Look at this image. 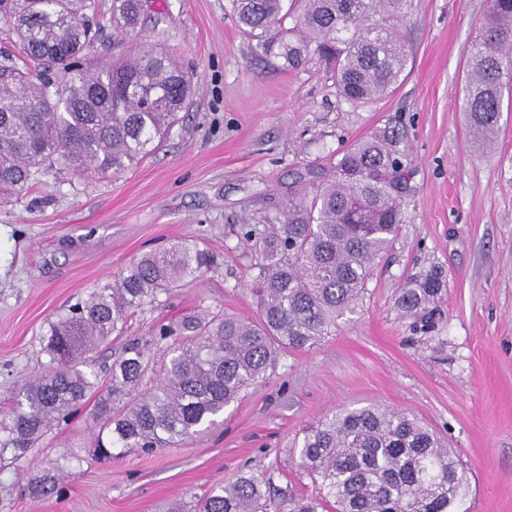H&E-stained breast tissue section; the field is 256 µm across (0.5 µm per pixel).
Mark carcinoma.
I'll return each mask as SVG.
<instances>
[{
  "instance_id": "1",
  "label": "carcinoma",
  "mask_w": 512,
  "mask_h": 512,
  "mask_svg": "<svg viewBox=\"0 0 512 512\" xmlns=\"http://www.w3.org/2000/svg\"><path fill=\"white\" fill-rule=\"evenodd\" d=\"M261 59L292 71L312 55L332 63L336 95L372 103L397 83L409 56L415 0H230ZM142 0H112L110 22L135 29ZM98 0H0V22L21 56L0 61V202L46 168L120 173L157 148L191 96L186 72L169 55L143 47L89 68L83 51L102 24ZM294 25L285 27L288 18ZM512 79V0H489L470 47L464 87L473 131L493 135ZM413 174L407 131L388 122L326 167L310 168L313 194L291 191L278 224L260 236L253 293L258 319L202 313L126 344L112 363L100 409H123L96 434L97 456L153 452L202 438L241 393L263 381L285 351H301L336 331L362 303L377 259L402 223ZM207 257L181 240L133 258L111 282L48 323L40 377L18 384L0 411V471L19 470L28 449L68 421L98 391L96 350L123 334L129 318L172 287L203 275ZM437 276L410 283L400 312L428 330ZM430 428L370 405L330 411L294 441L297 470L317 495L278 492L274 512H458L465 471ZM60 474L27 479L30 493L61 490ZM269 479L242 472L212 489L198 512H267Z\"/></svg>"
}]
</instances>
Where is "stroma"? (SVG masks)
I'll return each instance as SVG.
<instances>
[{
	"label": "stroma",
	"instance_id": "stroma-1",
	"mask_svg": "<svg viewBox=\"0 0 512 512\" xmlns=\"http://www.w3.org/2000/svg\"><path fill=\"white\" fill-rule=\"evenodd\" d=\"M488 0H416L405 71L377 102L336 96L313 56L288 72L254 56L229 0H143L132 31L104 26L91 61L166 49L193 72L196 94L156 151L116 177L51 169L0 204V400L38 376L50 320L113 280L135 256L188 239L212 262L199 280L138 311L122 341L200 309L257 315L256 242L309 164L339 155L388 119L409 132L414 175L403 222L377 261L357 314L305 351L282 355L265 380L201 440L152 454L92 459L101 416L86 398L74 419L7 472L10 512H164L240 471L314 493L292 461L300 429L330 410L376 405L447 437L468 468L460 512H512V99L494 142L474 146L463 110L468 50ZM444 281L435 331L413 330L394 299L431 271ZM63 470V493L30 497L26 478Z\"/></svg>",
	"mask_w": 512,
	"mask_h": 512
}]
</instances>
